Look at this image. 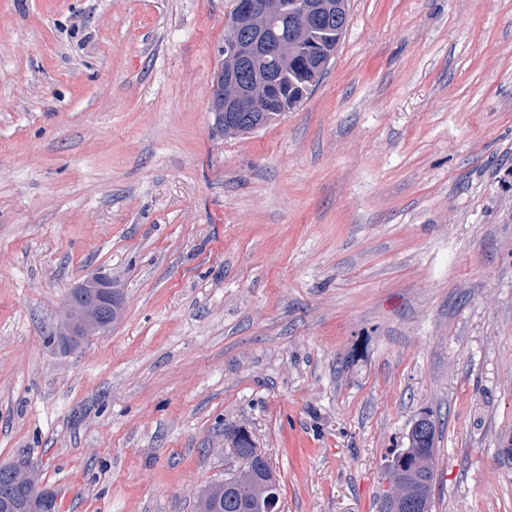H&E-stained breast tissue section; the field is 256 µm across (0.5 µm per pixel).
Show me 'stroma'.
I'll return each instance as SVG.
<instances>
[{"instance_id": "35a3bbf8", "label": "stroma", "mask_w": 512, "mask_h": 512, "mask_svg": "<svg viewBox=\"0 0 512 512\" xmlns=\"http://www.w3.org/2000/svg\"><path fill=\"white\" fill-rule=\"evenodd\" d=\"M234 0H0V465L59 512H194L267 455L282 512H512V0H349L326 74L212 130ZM121 313L62 351L78 284ZM425 419L429 426L419 433L412 428L408 448L395 455L389 465V478L401 491L395 502L400 512H420L422 497L428 502V512L432 508L435 426L430 419Z\"/></svg>"}]
</instances>
